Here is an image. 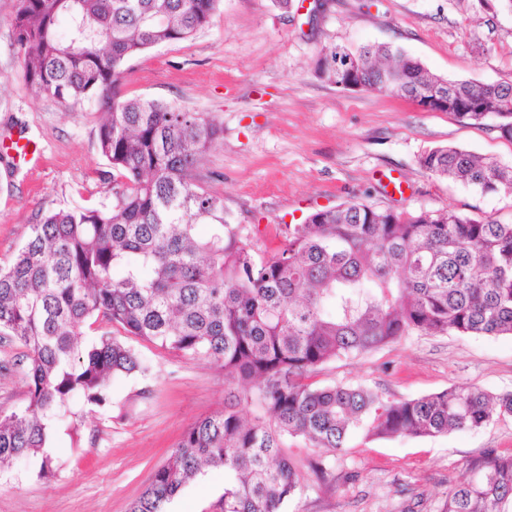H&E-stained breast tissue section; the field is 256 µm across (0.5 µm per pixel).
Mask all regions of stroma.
Listing matches in <instances>:
<instances>
[{
  "mask_svg": "<svg viewBox=\"0 0 512 512\" xmlns=\"http://www.w3.org/2000/svg\"><path fill=\"white\" fill-rule=\"evenodd\" d=\"M221 0L207 28L130 59L120 91L210 116L224 137L200 166L202 186L222 196L229 223L264 257L285 228L317 210L361 201L416 212L454 209L512 222V196L484 194L439 178L419 164L437 146H457L512 166V142L491 122L470 124L428 112L377 90L341 89L319 76L325 45L353 49L388 43L448 79L492 83L512 78V12L480 0ZM18 0H0V139L21 132L42 149L18 165L0 155V265L44 214L112 206L110 167L98 147L97 101L61 103L31 92L14 46ZM403 191L386 190L390 177ZM124 342L151 366L148 376L114 379L112 404L86 410L80 441L58 433L55 477L40 461L0 474V512H129L155 469L199 418L223 412L233 384L214 363L176 354L134 336ZM18 344L0 342V410L25 404L26 368ZM321 386L361 385L403 401L462 385L512 390V336L416 333L351 359L323 365ZM301 477L286 512H440L449 491L488 450L512 452V418L436 437H372L355 430L336 454L286 438ZM323 460L324 474L311 462ZM224 471L204 469L167 512H221Z\"/></svg>",
  "mask_w": 512,
  "mask_h": 512,
  "instance_id": "1",
  "label": "stroma"
}]
</instances>
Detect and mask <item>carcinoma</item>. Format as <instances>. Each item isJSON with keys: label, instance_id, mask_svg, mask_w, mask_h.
I'll return each mask as SVG.
<instances>
[{"label": "carcinoma", "instance_id": "carcinoma-1", "mask_svg": "<svg viewBox=\"0 0 512 512\" xmlns=\"http://www.w3.org/2000/svg\"><path fill=\"white\" fill-rule=\"evenodd\" d=\"M220 0H18L12 25L25 77L37 94L104 108L99 149L112 169V208L42 216L9 265L0 266V339L24 348L25 405L0 411V473L40 459L55 427L75 433L83 412L112 404L110 380L149 371L112 335L117 326L170 352L206 359L241 387L224 412L195 421L130 512L164 506L204 468L224 469V512H283L300 477L285 436L328 452L365 427L378 437H434L512 417V391L450 387L388 402L362 386H316L325 363L349 359L412 332L512 335V223L453 209L407 212L351 201L288 225L282 248L256 257L245 228L224 220V198L201 184L199 167L223 129L197 112L155 99L125 98L126 63L210 25ZM67 17L61 35L58 19ZM356 57L367 88L429 105L494 129L512 142V80L444 78L386 44L336 50ZM394 68L387 83L373 67ZM431 174L484 194H512V166L454 146L425 152ZM208 226L205 236L197 233ZM105 331L80 344L83 329ZM255 403L248 421L239 406ZM441 512H512V453L492 451L463 477Z\"/></svg>", "mask_w": 512, "mask_h": 512}]
</instances>
